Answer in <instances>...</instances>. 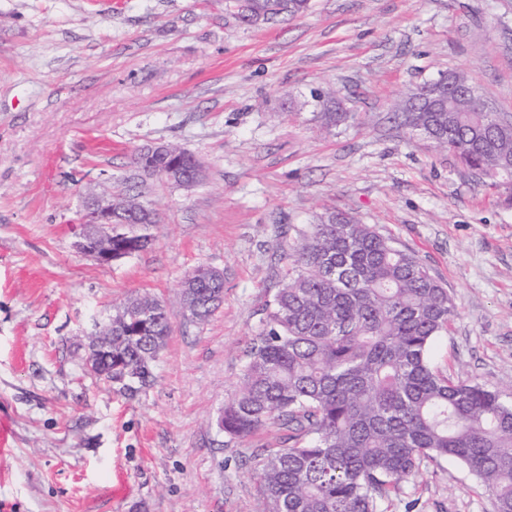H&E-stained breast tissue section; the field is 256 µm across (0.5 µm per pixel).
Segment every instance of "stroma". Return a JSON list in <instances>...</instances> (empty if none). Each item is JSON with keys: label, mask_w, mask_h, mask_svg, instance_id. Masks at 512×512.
I'll return each instance as SVG.
<instances>
[{"label": "stroma", "mask_w": 512, "mask_h": 512, "mask_svg": "<svg viewBox=\"0 0 512 512\" xmlns=\"http://www.w3.org/2000/svg\"><path fill=\"white\" fill-rule=\"evenodd\" d=\"M465 75L512 117V0H311L241 24L224 0H0V512H261L260 448L216 418L309 225L352 212L415 252L456 316L436 369L512 402V197L411 134L408 94ZM347 119L325 126L316 89ZM194 154L203 181L140 180V148ZM139 182L151 245L102 264L76 247L85 195ZM223 272L205 324L181 282ZM172 334L129 397L87 346L127 300ZM414 512H495L457 460L425 461Z\"/></svg>", "instance_id": "35a3bbf8"}]
</instances>
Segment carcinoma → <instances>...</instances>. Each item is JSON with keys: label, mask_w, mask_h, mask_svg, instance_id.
<instances>
[{"label": "carcinoma", "mask_w": 512, "mask_h": 512, "mask_svg": "<svg viewBox=\"0 0 512 512\" xmlns=\"http://www.w3.org/2000/svg\"><path fill=\"white\" fill-rule=\"evenodd\" d=\"M247 22L298 16L309 0H234ZM429 112L411 93L404 124L450 151L482 183L512 181V122L479 111L477 89ZM317 102L336 123V91ZM310 225L288 253V274L243 365L239 389L224 403V433L245 439L272 424L283 441L260 454L263 512H397L403 484L426 459L461 461L512 512V404L478 384L435 371L429 350L455 317L448 289L419 257L351 213ZM115 249L139 252L150 236L128 223ZM191 315L206 322L224 297V279L199 267L183 281ZM171 317L152 296L128 300L112 315V361L101 380L134 396L154 381Z\"/></svg>", "instance_id": "carcinoma-1"}]
</instances>
